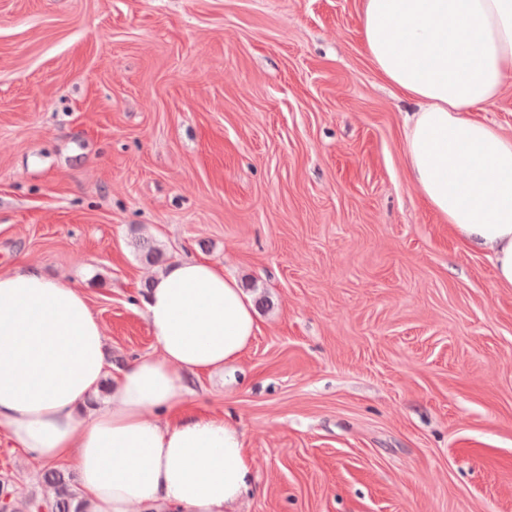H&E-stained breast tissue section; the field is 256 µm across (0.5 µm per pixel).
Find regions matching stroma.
<instances>
[{
    "mask_svg": "<svg viewBox=\"0 0 512 512\" xmlns=\"http://www.w3.org/2000/svg\"><path fill=\"white\" fill-rule=\"evenodd\" d=\"M362 6L0 0V272L82 288L113 373L157 264L234 275L259 331L183 404L243 432L241 512H512V288L413 186ZM47 467L0 429L17 498Z\"/></svg>",
    "mask_w": 512,
    "mask_h": 512,
    "instance_id": "stroma-1",
    "label": "stroma"
}]
</instances>
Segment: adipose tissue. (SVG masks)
<instances>
[{
  "label": "adipose tissue",
  "instance_id": "ef3b65f1",
  "mask_svg": "<svg viewBox=\"0 0 512 512\" xmlns=\"http://www.w3.org/2000/svg\"><path fill=\"white\" fill-rule=\"evenodd\" d=\"M361 25L375 69L416 104L404 124L415 188L512 288V139L472 116L512 79V0H364ZM143 304L157 351L91 409L105 336L84 291L33 264L0 273V426L34 457L75 461L91 512H239L253 470L243 432L178 407L191 376L250 346L254 301L188 257L151 271Z\"/></svg>",
  "mask_w": 512,
  "mask_h": 512
}]
</instances>
